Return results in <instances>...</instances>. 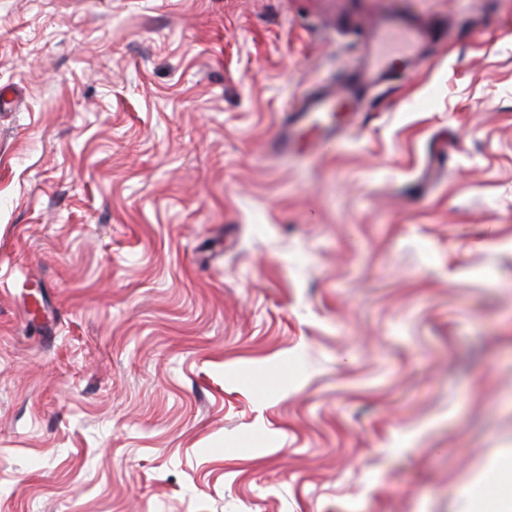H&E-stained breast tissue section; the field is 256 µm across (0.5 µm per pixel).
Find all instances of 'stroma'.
<instances>
[{
    "mask_svg": "<svg viewBox=\"0 0 512 512\" xmlns=\"http://www.w3.org/2000/svg\"><path fill=\"white\" fill-rule=\"evenodd\" d=\"M382 12L440 40L269 145ZM0 512L512 497V0H0Z\"/></svg>",
    "mask_w": 512,
    "mask_h": 512,
    "instance_id": "1",
    "label": "stroma"
}]
</instances>
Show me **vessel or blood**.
Returning a JSON list of instances; mask_svg holds the SVG:
<instances>
[{"label": "vessel or blood", "mask_w": 512, "mask_h": 512, "mask_svg": "<svg viewBox=\"0 0 512 512\" xmlns=\"http://www.w3.org/2000/svg\"><path fill=\"white\" fill-rule=\"evenodd\" d=\"M437 39L433 29L413 19L388 15L373 21L357 72L337 89L311 92L292 112L277 151L304 156L337 140L356 119L366 90L388 81L398 64H410Z\"/></svg>", "instance_id": "b4317fda"}]
</instances>
